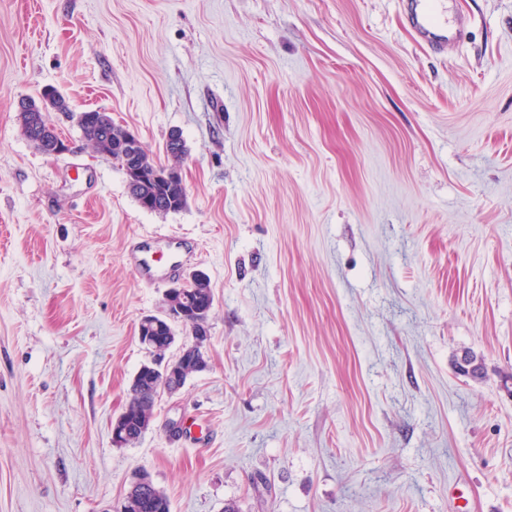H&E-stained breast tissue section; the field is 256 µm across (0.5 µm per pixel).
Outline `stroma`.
Wrapping results in <instances>:
<instances>
[{"instance_id": "obj_1", "label": "stroma", "mask_w": 512, "mask_h": 512, "mask_svg": "<svg viewBox=\"0 0 512 512\" xmlns=\"http://www.w3.org/2000/svg\"><path fill=\"white\" fill-rule=\"evenodd\" d=\"M447 13L435 55L402 0H0V512H113L142 470L171 512H512V0ZM49 86L60 155L18 119ZM86 110L162 165L181 133L186 206L142 209ZM193 271L207 366L116 446ZM145 364L141 367L138 372V379L140 380V384L136 386L134 384L131 392H130V400L128 410V406L124 408V410L115 418L112 422V439L115 444L123 443V441L127 438L129 433L128 422L132 417V414L137 411L147 419L148 427L151 423V418L153 416V408L155 399L152 398V387L146 380V376L144 375Z\"/></svg>"}]
</instances>
